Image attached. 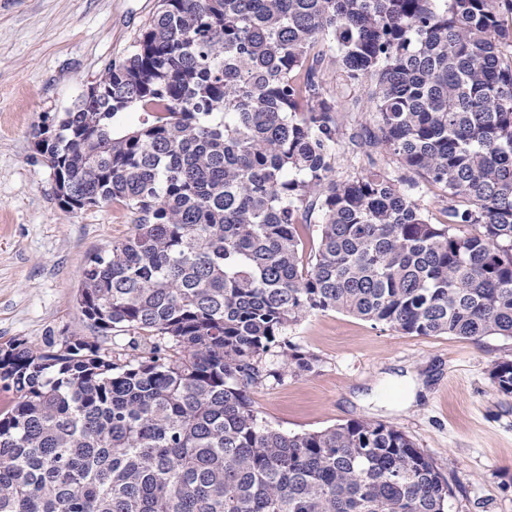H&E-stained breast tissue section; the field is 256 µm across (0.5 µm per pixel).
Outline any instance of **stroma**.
I'll return each instance as SVG.
<instances>
[{"label": "stroma", "mask_w": 512, "mask_h": 512, "mask_svg": "<svg viewBox=\"0 0 512 512\" xmlns=\"http://www.w3.org/2000/svg\"><path fill=\"white\" fill-rule=\"evenodd\" d=\"M158 4L0 0V345L84 336L119 351L135 337L97 333L78 303L88 257L130 236L134 216L112 203L61 210L33 132L44 116L73 107L110 60L129 54ZM322 79L342 104L336 179L372 162L396 169L350 141L377 128L366 93L333 63ZM283 340L315 365L285 374L278 350L264 357L272 375L250 394L263 422L291 434L355 420L394 425L447 478L450 512H512V397L491 375L512 360V339L417 336L329 310L291 325Z\"/></svg>", "instance_id": "stroma-1"}]
</instances>
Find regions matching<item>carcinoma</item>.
Wrapping results in <instances>:
<instances>
[{
	"label": "carcinoma",
	"mask_w": 512,
	"mask_h": 512,
	"mask_svg": "<svg viewBox=\"0 0 512 512\" xmlns=\"http://www.w3.org/2000/svg\"><path fill=\"white\" fill-rule=\"evenodd\" d=\"M512 0H159L98 95L35 149L66 212L118 203L132 236L89 257L101 335L0 346V512H446L448 480L397 427L288 434L249 397L314 311L407 334L512 338ZM336 61L394 156L334 175ZM137 107L140 125L119 133ZM447 195L432 221L400 187ZM317 219L304 261L299 226ZM474 227L469 234L456 226ZM284 368L312 369L283 352ZM512 395V361L497 363Z\"/></svg>",
	"instance_id": "carcinoma-1"
}]
</instances>
